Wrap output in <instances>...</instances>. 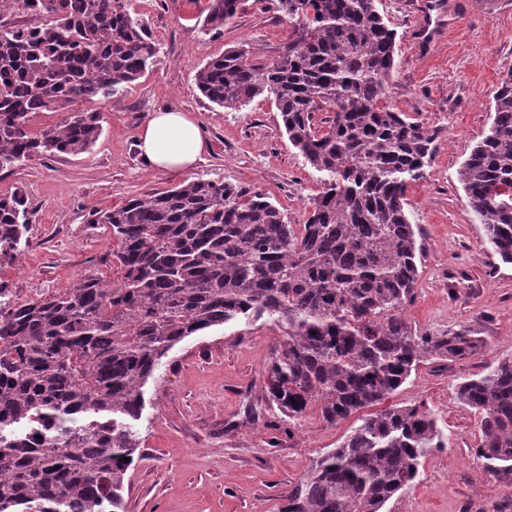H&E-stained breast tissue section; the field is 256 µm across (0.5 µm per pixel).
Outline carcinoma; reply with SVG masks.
Wrapping results in <instances>:
<instances>
[{
    "instance_id": "carcinoma-1",
    "label": "carcinoma",
    "mask_w": 512,
    "mask_h": 512,
    "mask_svg": "<svg viewBox=\"0 0 512 512\" xmlns=\"http://www.w3.org/2000/svg\"><path fill=\"white\" fill-rule=\"evenodd\" d=\"M242 0H207L201 31L224 30ZM292 19L277 59L231 47L196 74L224 109L274 99L289 143L320 173L313 210L290 224L259 191L194 178L144 194L108 224L120 271L65 292L0 302V512H124L144 387L183 339L231 320L268 318L285 339L266 368V403L283 432L309 409L348 419L397 391L426 354L482 353L466 326L441 336L405 320L422 248L405 212L408 185L438 145L395 111L388 86L397 33L377 0H279ZM24 35L0 23V173L45 155H79L103 132L96 112L33 130L36 115L124 93L160 48L126 0H41ZM488 133L459 175L485 239L512 264V75L494 95ZM28 202L0 193V259L29 246ZM477 411L475 455L512 484V358L457 387ZM445 442L423 405L362 419L288 494L279 512H383Z\"/></svg>"
}]
</instances>
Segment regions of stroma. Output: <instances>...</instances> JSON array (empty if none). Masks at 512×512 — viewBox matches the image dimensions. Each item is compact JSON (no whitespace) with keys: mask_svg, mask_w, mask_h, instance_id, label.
I'll use <instances>...</instances> for the list:
<instances>
[{"mask_svg":"<svg viewBox=\"0 0 512 512\" xmlns=\"http://www.w3.org/2000/svg\"><path fill=\"white\" fill-rule=\"evenodd\" d=\"M377 2L399 35L392 103L439 141L423 178L406 191L422 257L404 316L434 336L467 326L489 345L466 359L423 356L386 399L389 407L425 404L447 445L428 452L417 483L384 512H512V485L495 481L474 456L479 416L457 398L461 381L512 356V264L487 244L458 175L489 129L495 91L512 73V18L463 16L425 58L409 38L406 0ZM130 9L160 53L127 93L93 104L103 133L92 150L35 159L0 178V192L21 190L33 210L26 252L0 264V281L19 300L64 291L89 273L117 280L106 262L117 243L108 225L92 223L93 214L187 176L151 171L140 161L139 129L158 108L191 113L204 127L208 147L194 176L261 191L292 224L304 223L318 192V174L289 144L273 98L227 110L195 82L206 61L230 47L245 46L255 63L274 61L289 27L278 0H242L218 36L202 32L197 0H131ZM282 336L266 319L230 321L185 338L161 358L145 387L126 512H278L315 461L359 425V415L330 424L312 409L293 436L275 435L265 368Z\"/></svg>","mask_w":512,"mask_h":512,"instance_id":"35a3bbf8","label":"stroma"}]
</instances>
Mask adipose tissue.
Wrapping results in <instances>:
<instances>
[{
	"mask_svg": "<svg viewBox=\"0 0 512 512\" xmlns=\"http://www.w3.org/2000/svg\"><path fill=\"white\" fill-rule=\"evenodd\" d=\"M205 145L199 122L187 113L170 109L153 113L138 137L140 157L153 170L189 171Z\"/></svg>",
	"mask_w": 512,
	"mask_h": 512,
	"instance_id": "1",
	"label": "adipose tissue"
}]
</instances>
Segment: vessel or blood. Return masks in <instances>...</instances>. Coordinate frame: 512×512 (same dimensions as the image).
I'll use <instances>...</instances> for the list:
<instances>
[{"label":"vessel or blood","instance_id":"vessel-or-blood-1","mask_svg":"<svg viewBox=\"0 0 512 512\" xmlns=\"http://www.w3.org/2000/svg\"><path fill=\"white\" fill-rule=\"evenodd\" d=\"M463 2L474 12L486 14L494 10L499 0H413L410 36L419 53H430L442 36L455 30Z\"/></svg>","mask_w":512,"mask_h":512}]
</instances>
